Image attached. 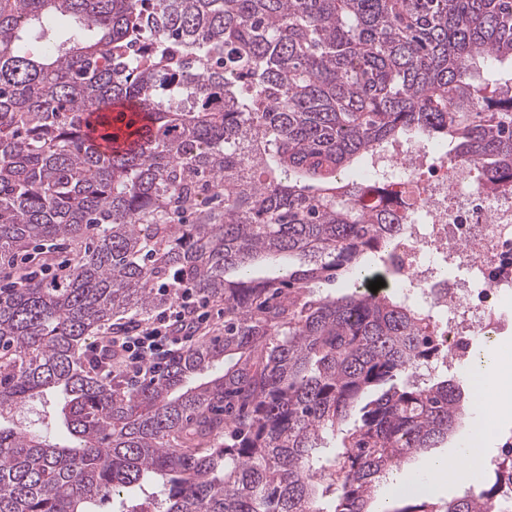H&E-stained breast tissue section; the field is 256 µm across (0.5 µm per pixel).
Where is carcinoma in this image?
<instances>
[{"label": "carcinoma", "mask_w": 512, "mask_h": 512, "mask_svg": "<svg viewBox=\"0 0 512 512\" xmlns=\"http://www.w3.org/2000/svg\"><path fill=\"white\" fill-rule=\"evenodd\" d=\"M505 60L512 0H0V512H372L473 400L415 377L425 312L324 291L386 278L401 230V184L345 174L413 134L512 191ZM82 239L58 278L14 265ZM182 286L224 334L143 380L83 360ZM48 392L63 442L9 420ZM400 498L512 512L498 482Z\"/></svg>", "instance_id": "1"}]
</instances>
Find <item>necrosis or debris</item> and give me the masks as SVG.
I'll use <instances>...</instances> for the list:
<instances>
[{
  "mask_svg": "<svg viewBox=\"0 0 512 512\" xmlns=\"http://www.w3.org/2000/svg\"><path fill=\"white\" fill-rule=\"evenodd\" d=\"M376 178L397 177L410 196L393 248L400 295L417 292L437 315L449 362L469 357L473 340L512 330L498 300L512 293V194H487L466 167L417 137H403L368 163ZM466 269L448 281L442 268Z\"/></svg>",
  "mask_w": 512,
  "mask_h": 512,
  "instance_id": "necrosis-or-debris-1",
  "label": "necrosis or debris"
}]
</instances>
